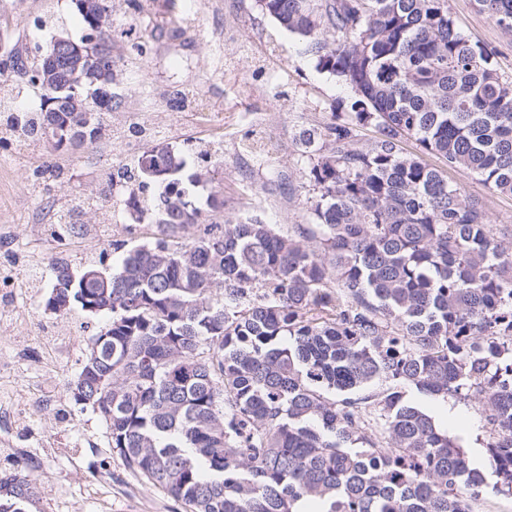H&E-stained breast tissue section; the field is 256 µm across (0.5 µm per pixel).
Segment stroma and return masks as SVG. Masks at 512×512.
<instances>
[{
    "label": "stroma",
    "instance_id": "stroma-1",
    "mask_svg": "<svg viewBox=\"0 0 512 512\" xmlns=\"http://www.w3.org/2000/svg\"><path fill=\"white\" fill-rule=\"evenodd\" d=\"M187 2L144 0L138 12L117 0L112 52L122 63L116 87L122 106L105 116L110 137L59 150L48 141L0 149V266L14 280L10 296L0 299V310L15 316L0 329V359L16 367L12 383L0 387V401L27 392L53 401L43 414L9 431L0 447L16 451L30 469L38 487L31 512H59L71 498L81 500L85 512H184L181 504L111 457L105 422L68 396V384L78 375L103 319L77 310L54 314L44 306L52 258L76 263L98 255L115 236L139 244L161 235L158 225L129 213H122L119 223L107 224L92 210L83 217V234L62 240L49 235L50 224L67 201L98 195L107 173L137 155L138 146L123 136L129 114L137 113L141 123L160 129L162 142L174 147L187 139L223 146V163L195 189L198 205H205L216 191L224 200L225 215L235 220L269 218L284 232L313 221L316 193L307 176L312 159L299 134L322 128L349 88L320 71L307 40L282 28L257 0H199L196 17L190 16ZM448 10L471 41L495 50L500 72L512 80V38L478 11L473 0H448ZM47 13L53 14L57 30L75 39L83 35L73 0H0V38L22 35L31 45L48 42L51 32L34 26ZM228 25L236 37L225 44L224 66L218 70L210 42ZM129 27L146 44V57L128 51L121 32ZM183 89L196 92L197 105L195 111L178 114L164 100ZM48 161L69 176L43 190L32 185L29 174ZM448 179L465 197L483 202L491 223L512 226V196L491 193L478 177L463 171L449 172ZM44 340L67 344L57 368L44 359ZM417 402L461 440L472 461H483L488 436L477 405L423 396Z\"/></svg>",
    "mask_w": 512,
    "mask_h": 512
}]
</instances>
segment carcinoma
Listing matches in <instances>:
<instances>
[{"instance_id": "cac0c4a2", "label": "carcinoma", "mask_w": 512, "mask_h": 512, "mask_svg": "<svg viewBox=\"0 0 512 512\" xmlns=\"http://www.w3.org/2000/svg\"><path fill=\"white\" fill-rule=\"evenodd\" d=\"M512 36V0H474ZM77 6L94 56L76 65L48 47L14 44L12 78L38 87L44 107L21 109L0 85V148L44 141L66 127L73 144L86 113L63 100L77 79L106 82L112 34ZM262 11L310 39L317 67L346 85V111L322 130L309 171L314 223L286 234L202 216L187 159L220 162L218 148L186 142L155 152L147 135L132 169L99 195L68 205L65 233L95 210L124 204L163 226L152 243L112 241L122 253L107 281L52 264L45 309L67 304L106 322L91 339L71 399L107 424L111 455L186 512H475L483 468L404 387L433 399L475 401L489 429L486 468L512 495V229L490 222L424 156L512 196V81L492 49L471 42L448 0H260ZM376 128L366 147L359 132ZM414 140L417 152L404 151ZM33 177L63 178L42 165ZM158 196L146 198L150 187ZM196 227L190 239L181 236ZM112 380V385L101 382ZM392 386L374 390L375 381ZM28 468L0 471V512H27Z\"/></svg>"}]
</instances>
